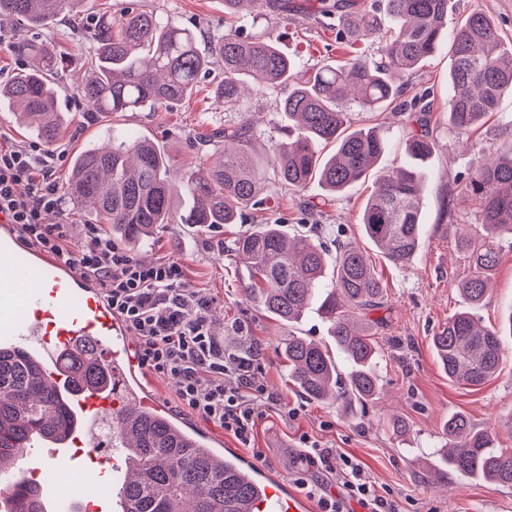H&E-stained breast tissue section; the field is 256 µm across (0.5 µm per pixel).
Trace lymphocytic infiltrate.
Wrapping results in <instances>:
<instances>
[{
    "instance_id": "obj_1",
    "label": "lymphocytic infiltrate",
    "mask_w": 512,
    "mask_h": 512,
    "mask_svg": "<svg viewBox=\"0 0 512 512\" xmlns=\"http://www.w3.org/2000/svg\"><path fill=\"white\" fill-rule=\"evenodd\" d=\"M54 160L53 153L36 146L0 147V215L13 224L22 242L100 288L113 315L139 336V365L175 384L180 410L250 446L258 421L274 401L253 380L260 350L241 355L225 348L211 330L208 298L187 287L181 261L140 263L96 224L87 225L89 243L78 248L70 240L68 222L44 223L45 213L67 212ZM303 456L336 474L365 512H400L395 500L379 493L354 455L308 441Z\"/></svg>"
}]
</instances>
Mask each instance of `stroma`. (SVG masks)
Returning a JSON list of instances; mask_svg holds the SVG:
<instances>
[{
	"label": "stroma",
	"mask_w": 512,
	"mask_h": 512,
	"mask_svg": "<svg viewBox=\"0 0 512 512\" xmlns=\"http://www.w3.org/2000/svg\"><path fill=\"white\" fill-rule=\"evenodd\" d=\"M104 3L116 16L133 8L153 12L162 21H175L193 31L203 45L231 29L243 39L276 37L280 50L306 73L336 62L346 52L335 20L321 15V0H288L284 12L260 8L232 26L224 22L222 0H85L82 11L94 13ZM476 9L486 13L505 40L512 42V0H453L449 26H457ZM35 34V29L15 19L0 21V82L26 65L25 58L10 52V43ZM49 36L68 62L58 91L66 123L53 147L59 157L54 171L58 183H66L76 153L116 136L151 140L176 160L183 178L196 169L200 137L224 125L252 121V152L258 156L267 155L272 143L283 137L285 122L276 104L287 95V86L251 92L241 98L237 111H225L215 97L224 78V63L218 58L212 60L209 74L189 100L178 106L89 117L75 87L85 56L94 51L89 32L72 28L64 19ZM451 65L447 50L425 60L411 75L402 105L382 112L350 109L352 128L380 127L388 144L381 160L385 168L406 162L405 142L417 130L418 117L427 120L435 145L421 165V244L410 262L390 261L363 234L360 217L375 187L373 172L333 200L316 182L294 193L269 179L260 204L248 207L241 223L214 231L171 224L132 251L135 259L146 263L163 258L182 261L187 285L202 289L211 299L213 330L225 346L243 354L261 349L255 379L275 402L259 420L248 455L263 457L287 481L299 476L322 480L328 493L344 500L345 512H358V503L347 498L335 475L303 459L302 438L360 459L378 490L396 500L401 512H512V489L462 476L451 475L443 481L432 477L442 463V426L453 414H464L475 426L489 429L500 447L512 448V337L503 338L497 374L477 389L450 381L432 345L457 311L472 309L480 323L491 328L500 327L512 314V249L502 252L488 297L473 307L458 289L469 265L457 242L459 225L481 221L478 204L462 191L473 158L512 139V93L503 95L497 111L481 125L458 137L448 129ZM265 224L281 225L290 235L318 228L328 240L359 244L370 257L385 288L383 307L370 314L379 344L380 398L346 410L338 403L304 398L289 380L283 359L289 337L304 336L325 344L331 338L317 310H308L288 325L248 297V271L235 256L233 243L238 235ZM394 418L404 422V432L392 430Z\"/></svg>",
	"instance_id": "1"
}]
</instances>
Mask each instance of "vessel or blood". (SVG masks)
I'll return each mask as SVG.
<instances>
[{
    "instance_id": "vessel-or-blood-1",
    "label": "vessel or blood",
    "mask_w": 512,
    "mask_h": 512,
    "mask_svg": "<svg viewBox=\"0 0 512 512\" xmlns=\"http://www.w3.org/2000/svg\"><path fill=\"white\" fill-rule=\"evenodd\" d=\"M95 339L102 360L121 384L142 381L131 357V333L113 316L99 288L77 271L45 253L29 251L25 260L0 264V340L36 352L47 369H55L61 350L85 339ZM116 389L106 387L79 393L76 398L83 419L78 428L53 440L34 436L20 457L23 468L46 465L60 476L79 474L83 460L76 447H93L100 418L119 407ZM241 462L259 476V497L245 505V512H307L304 497L283 483L267 466L250 457ZM105 482L94 504V512H127L129 505L116 489L123 470L113 455L98 461Z\"/></svg>"
}]
</instances>
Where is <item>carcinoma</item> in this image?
<instances>
[{
  "label": "carcinoma",
  "instance_id": "1",
  "mask_svg": "<svg viewBox=\"0 0 512 512\" xmlns=\"http://www.w3.org/2000/svg\"><path fill=\"white\" fill-rule=\"evenodd\" d=\"M82 2L0 0V16L50 29L62 15H77ZM260 4L262 0H224V19L234 22L242 10ZM451 7L452 0H386L398 32L382 46L381 62L372 64L352 49L341 62L308 76L298 74L295 62L270 37L242 40L227 33L202 51L192 32L172 22L163 24L149 12L133 9L114 18L105 10L92 23L96 52L85 61L78 91L93 113L167 108L190 96L213 56L224 60L216 97L226 112L236 111L245 75L265 88L286 84L290 91L276 111L288 116V130L266 157V165L294 193L316 181L336 197L365 177L387 149L375 128L350 129L344 102L351 98L369 111L389 106L396 100L398 83L443 42L451 41L448 78L454 93L448 122L456 134L469 132L497 108L505 92H512V52L502 48L498 29L475 10L450 31ZM332 8L345 22L348 46L377 32L374 11L348 15L339 3ZM12 49L35 64L1 83L0 97L17 105L21 123L50 145L65 123L55 106L63 58L45 38L16 43ZM252 136L253 127L246 121L215 132L214 138L224 140L219 163L199 159L187 180L177 178L172 159L153 142L114 140L106 149L92 147L75 155L68 189L72 200L87 208L89 222L108 226L129 247L145 243L157 225L171 223L176 200L181 224H234L245 207L258 202L262 190L263 166L251 153ZM323 142L336 145L326 160L317 154ZM432 149L428 134L410 136L407 152L414 164L381 169L378 188L361 214L365 237L396 263L410 261L419 247L418 162ZM463 191L481 208L474 236L460 241L471 268L460 291L475 306L486 297L503 239L512 238V143L501 144L491 161L477 160ZM235 248L250 272L249 294L273 318L293 323L317 305L348 370L344 382L327 347L290 336L283 355L293 384L313 401L340 400L346 408L353 401L375 398L381 390L376 341L359 318L381 307L384 293L364 252L352 243L337 245L333 280L327 284V246L317 234L287 235L280 225L265 224L241 234ZM433 347L448 379L469 387L487 383L502 358L500 333L479 324L469 311L451 315L433 337ZM59 363L73 393L110 383L112 370L93 341L62 353ZM73 419L70 402L38 359L0 343V474L14 469L15 453L30 436L60 433ZM443 435L452 472L512 487V448L496 447L488 430L473 427L460 414L443 423ZM112 447L122 450L132 472L122 487L131 512H239L256 495L255 478L236 458L224 456L171 415L121 407L112 415ZM40 487L32 477L19 481L12 512H39Z\"/></svg>",
  "mask_w": 512,
  "mask_h": 512
}]
</instances>
